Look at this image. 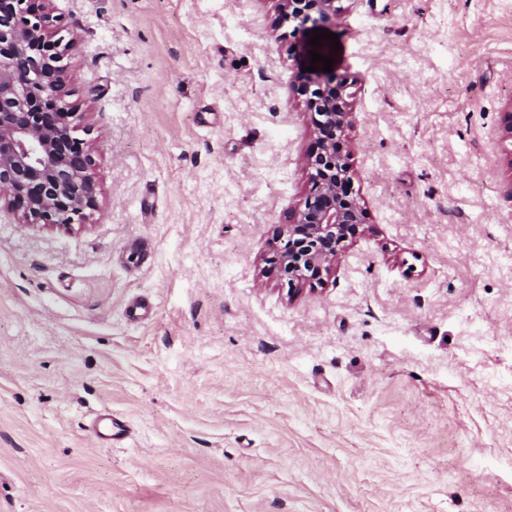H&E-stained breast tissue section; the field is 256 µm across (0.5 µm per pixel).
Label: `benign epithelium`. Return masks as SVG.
Returning a JSON list of instances; mask_svg holds the SVG:
<instances>
[{
    "label": "benign epithelium",
    "mask_w": 512,
    "mask_h": 512,
    "mask_svg": "<svg viewBox=\"0 0 512 512\" xmlns=\"http://www.w3.org/2000/svg\"><path fill=\"white\" fill-rule=\"evenodd\" d=\"M51 0H0V214L22 224L70 229L99 206L90 144L73 136L63 65L70 43L54 25ZM278 16L304 30L336 15L338 0H275ZM327 73H301L313 146L303 206L288 212L269 264L297 291L335 269L341 248L364 232L366 211L352 194L341 136L351 112L345 85Z\"/></svg>",
    "instance_id": "1"
}]
</instances>
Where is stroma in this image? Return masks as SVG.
<instances>
[{"label": "stroma", "mask_w": 512, "mask_h": 512, "mask_svg": "<svg viewBox=\"0 0 512 512\" xmlns=\"http://www.w3.org/2000/svg\"><path fill=\"white\" fill-rule=\"evenodd\" d=\"M51 7L99 207L0 217V512H512V0H340L366 231L297 292L274 0Z\"/></svg>", "instance_id": "1"}]
</instances>
